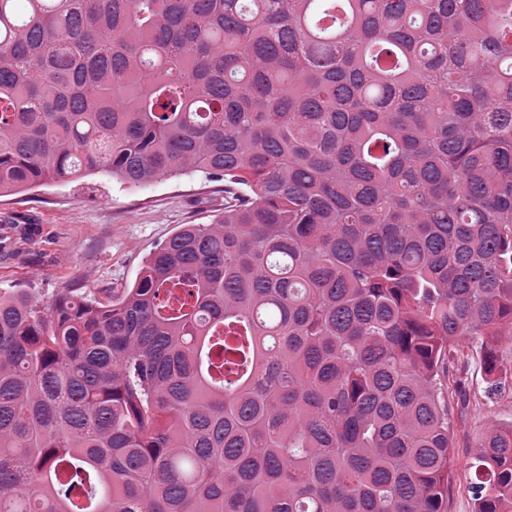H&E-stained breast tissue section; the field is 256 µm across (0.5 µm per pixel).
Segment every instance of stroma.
<instances>
[{
  "mask_svg": "<svg viewBox=\"0 0 512 512\" xmlns=\"http://www.w3.org/2000/svg\"><path fill=\"white\" fill-rule=\"evenodd\" d=\"M223 208V182L199 175L132 187L97 174L0 196V291L23 288L47 301L75 288L109 299L178 225L211 223ZM460 345L465 360L448 367L456 468L446 510L474 512L472 449L491 426L512 425V340L498 345L500 391L490 386L479 347L465 338Z\"/></svg>",
  "mask_w": 512,
  "mask_h": 512,
  "instance_id": "stroma-1",
  "label": "stroma"
}]
</instances>
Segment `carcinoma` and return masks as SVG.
I'll return each mask as SVG.
<instances>
[{
	"instance_id": "carcinoma-1",
	"label": "carcinoma",
	"mask_w": 512,
	"mask_h": 512,
	"mask_svg": "<svg viewBox=\"0 0 512 512\" xmlns=\"http://www.w3.org/2000/svg\"><path fill=\"white\" fill-rule=\"evenodd\" d=\"M201 173L100 301L0 293V512H443L512 335V0H0V196ZM512 512V426L472 454ZM460 346L467 358L448 365V415L457 462L446 512H474L469 489L472 449L492 425L506 427L512 423V340L505 336L498 345L500 361L495 377L502 381V391L490 388L479 347L465 338Z\"/></svg>"
}]
</instances>
